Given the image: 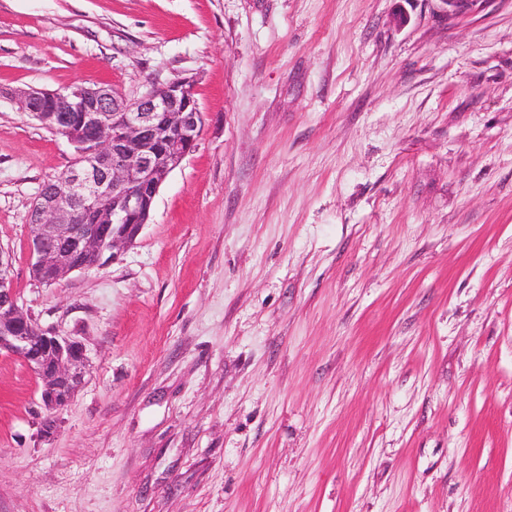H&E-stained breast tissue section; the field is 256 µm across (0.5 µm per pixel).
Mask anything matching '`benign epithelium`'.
<instances>
[{"mask_svg": "<svg viewBox=\"0 0 512 512\" xmlns=\"http://www.w3.org/2000/svg\"><path fill=\"white\" fill-rule=\"evenodd\" d=\"M442 16L457 18L486 0H438ZM20 108L64 134L77 161L67 170V193L39 197L29 221L31 265L44 282L102 263L106 253L133 243L148 223L155 196L169 174L195 149L201 130L193 83L187 79L151 87L127 101L107 87L20 93ZM112 196V209L97 201ZM85 258V262L76 257ZM12 256L0 248V352L22 359L42 380L41 402L61 410L82 383L81 341L46 330L18 304Z\"/></svg>", "mask_w": 512, "mask_h": 512, "instance_id": "1", "label": "benign epithelium"}]
</instances>
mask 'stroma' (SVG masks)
I'll use <instances>...</instances> for the list:
<instances>
[{
    "label": "stroma",
    "mask_w": 512,
    "mask_h": 512,
    "mask_svg": "<svg viewBox=\"0 0 512 512\" xmlns=\"http://www.w3.org/2000/svg\"><path fill=\"white\" fill-rule=\"evenodd\" d=\"M187 78L115 260L30 275V89ZM0 248L87 373L0 354V512H512V0H0Z\"/></svg>",
    "instance_id": "obj_1"
}]
</instances>
